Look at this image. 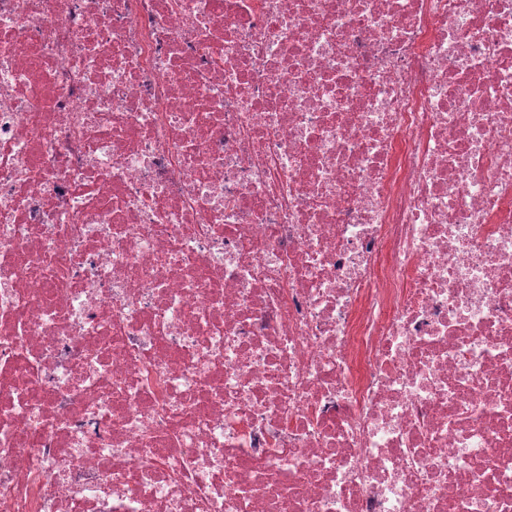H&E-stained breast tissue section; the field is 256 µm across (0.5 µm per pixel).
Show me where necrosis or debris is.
I'll return each instance as SVG.
<instances>
[{
    "mask_svg": "<svg viewBox=\"0 0 512 512\" xmlns=\"http://www.w3.org/2000/svg\"><path fill=\"white\" fill-rule=\"evenodd\" d=\"M0 512H512V0H0Z\"/></svg>",
    "mask_w": 512,
    "mask_h": 512,
    "instance_id": "necrosis-or-debris-1",
    "label": "necrosis or debris"
}]
</instances>
